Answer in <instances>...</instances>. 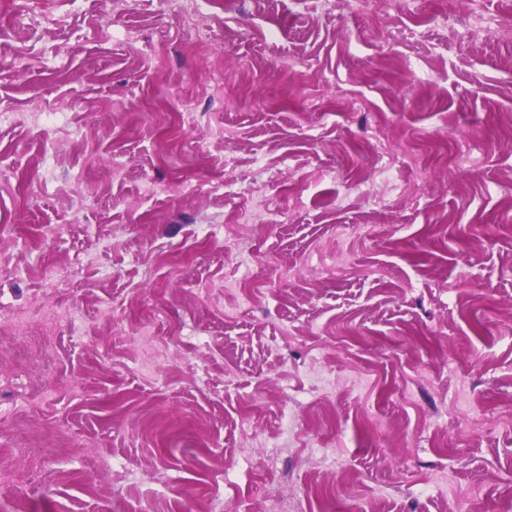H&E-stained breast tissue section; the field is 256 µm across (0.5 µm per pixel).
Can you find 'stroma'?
<instances>
[{
    "mask_svg": "<svg viewBox=\"0 0 512 512\" xmlns=\"http://www.w3.org/2000/svg\"><path fill=\"white\" fill-rule=\"evenodd\" d=\"M503 29L0 0V512H512Z\"/></svg>",
    "mask_w": 512,
    "mask_h": 512,
    "instance_id": "35a3bbf8",
    "label": "stroma"
}]
</instances>
